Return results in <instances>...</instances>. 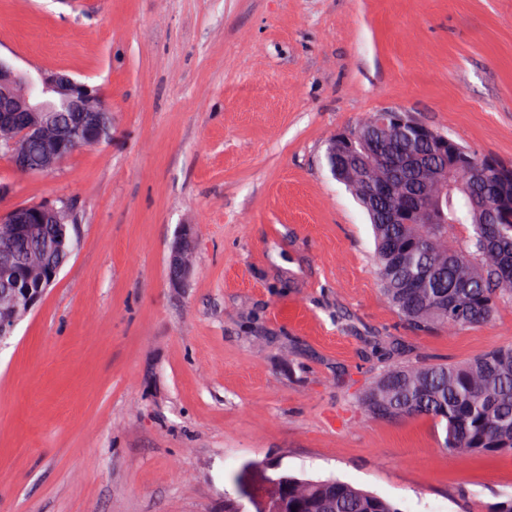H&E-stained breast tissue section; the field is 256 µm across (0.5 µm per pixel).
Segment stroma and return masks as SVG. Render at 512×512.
Wrapping results in <instances>:
<instances>
[{
  "mask_svg": "<svg viewBox=\"0 0 512 512\" xmlns=\"http://www.w3.org/2000/svg\"><path fill=\"white\" fill-rule=\"evenodd\" d=\"M0 59L66 71L112 113L109 139L51 172L0 155V209L69 199L77 241L0 343V512H224L284 472L400 512L512 494V456L363 416L392 360L512 346V306L409 328L324 158L330 135L397 108L512 163V0H0ZM192 226L187 224L171 249L168 264V279L173 287L182 288L192 271Z\"/></svg>",
  "mask_w": 512,
  "mask_h": 512,
  "instance_id": "35a3bbf8",
  "label": "stroma"
}]
</instances>
